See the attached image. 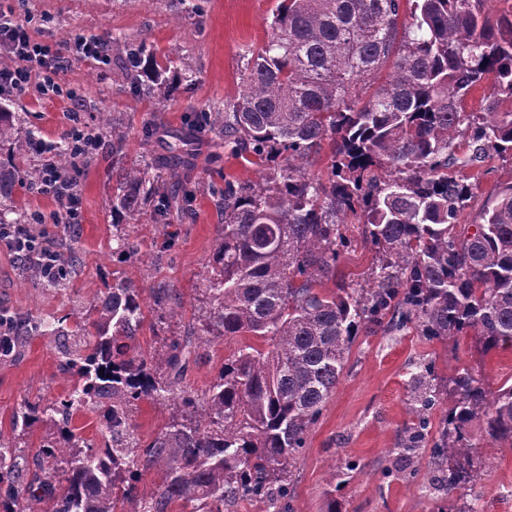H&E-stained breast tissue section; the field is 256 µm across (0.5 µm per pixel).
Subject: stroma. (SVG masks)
Listing matches in <instances>:
<instances>
[{
    "label": "stroma",
    "mask_w": 512,
    "mask_h": 512,
    "mask_svg": "<svg viewBox=\"0 0 512 512\" xmlns=\"http://www.w3.org/2000/svg\"><path fill=\"white\" fill-rule=\"evenodd\" d=\"M277 0H208L202 21L189 18L185 0H0L2 6H18L40 18L38 38L62 41L72 33L99 41L113 35H146L161 51L177 50L192 64V85L181 86L173 101L157 108L154 101L132 95L117 77L112 65L75 59L62 69L57 82L75 90L81 98V124L96 127L101 113H108L127 132L120 154H113L110 141H102L91 165L78 166L72 177L81 198L76 218L80 226L77 248L83 263L67 288H36L26 278L24 262L0 247V312L38 319L62 317L88 307L95 289L111 279L124 265L112 254V217L104 205L112 192V164L129 165L140 159L145 147L164 152L173 136L184 139L191 159L181 178L194 192L189 211L174 214L178 233L175 246L158 251L155 226L150 219L129 227L132 242L140 248L142 262L135 279L144 300L163 286L176 297L173 315L156 326L146 316L138 341L142 351L160 349L162 340L184 336L194 321L198 287L211 255L222 213L208 191L210 177L222 172L241 181H255L260 167L230 151L215 155L211 138L199 135L186 122L188 113L223 105L238 93L243 48L259 45L271 30L269 22ZM12 109L20 116L22 131L49 146H57L72 126L67 98H49L37 90L12 96ZM152 129L150 143H143L144 129ZM473 195L460 216L461 223H478L479 210L501 184L512 180V163L493 157L470 169ZM15 199L27 217H41V231L53 234L59 212L57 200L38 187L22 184ZM355 239L343 249L336 282L362 288L371 282L375 253ZM236 342L215 344L198 359L190 360L183 384L202 392L217 376ZM432 359L438 373L452 377L459 368H469L499 387L512 378V347L483 353L474 335L445 343L431 342L414 327L394 333H359L334 392L322 415L312 426L301 457L292 470L295 512H323L324 492L332 488L342 512H438L444 502L426 491L435 466L426 448L418 449L407 471H400L396 448L411 421L409 389L416 366ZM62 353L54 337L32 333L19 349L0 356V432L14 436L25 465L19 474L29 482L36 470L33 462L38 445L56 439L55 429L39 424L28 432L12 433V420L23 401L63 398L72 388L71 379L60 371ZM483 457L492 466L475 486L480 494V512H512V450L483 444Z\"/></svg>",
    "instance_id": "obj_1"
}]
</instances>
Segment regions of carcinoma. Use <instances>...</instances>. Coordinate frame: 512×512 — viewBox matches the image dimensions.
Instances as JSON below:
<instances>
[{
  "label": "carcinoma",
  "instance_id": "cac0c4a2",
  "mask_svg": "<svg viewBox=\"0 0 512 512\" xmlns=\"http://www.w3.org/2000/svg\"><path fill=\"white\" fill-rule=\"evenodd\" d=\"M488 0H280L270 37L243 50L238 96L190 122L218 148L232 146L262 168L254 182L212 184L224 224L202 283L190 335L145 353L136 339L145 321L142 289L128 275L97 291L70 328L27 318L10 321L14 342L30 326L59 338L60 368L74 380L64 399L24 401L13 430L45 423L63 442L35 454L43 474L34 489L18 483L13 440L0 434V512H226L242 501L265 512H294L291 468L343 374L360 330L418 327L431 341L474 332L484 353L512 345V181L487 198L479 223L460 224L471 199L462 172L491 155L512 161V0L492 13ZM112 59L135 96L172 100L194 71L161 54L145 36H113ZM482 113L465 111L484 82ZM118 152L126 133L100 118ZM467 150H457L459 140ZM330 150L327 178L307 166ZM23 150L19 118L0 102V227L23 223L17 185L40 170L15 164ZM183 140L167 155L149 150L112 170V253L134 262L122 231L150 213L162 248L175 245L173 211L193 190L179 170ZM361 225L376 253L366 288H329L340 251L352 245L342 226ZM41 238L30 254L41 288H67L81 264L77 228ZM60 272L48 275L47 257ZM157 322L172 300L154 288ZM253 337L224 359L198 394L182 386L199 349ZM173 402L176 413L147 444L136 434L138 402ZM412 422L397 449L409 462L426 445L437 475L432 489L453 500L473 488L479 439L512 449V383L490 390L467 368L446 381L435 362L419 365L410 390ZM448 403L438 433L433 411ZM92 409L112 418L99 447L70 429ZM156 468L161 482L144 498L132 481Z\"/></svg>",
  "mask_w": 512,
  "mask_h": 512
}]
</instances>
